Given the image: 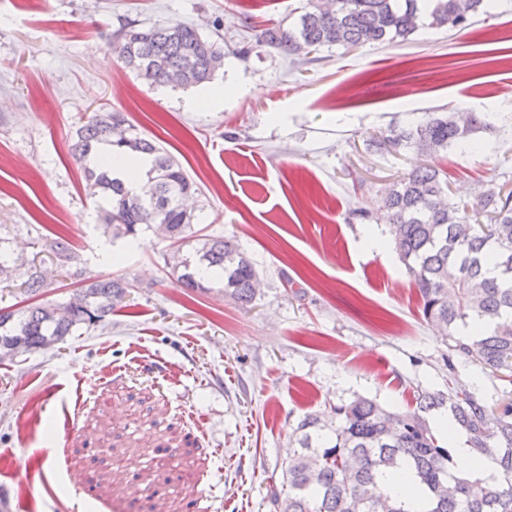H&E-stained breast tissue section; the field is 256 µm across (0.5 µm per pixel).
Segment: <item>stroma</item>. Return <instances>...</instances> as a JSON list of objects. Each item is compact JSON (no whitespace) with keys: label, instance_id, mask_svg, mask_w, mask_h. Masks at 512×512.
<instances>
[{"label":"stroma","instance_id":"obj_1","mask_svg":"<svg viewBox=\"0 0 512 512\" xmlns=\"http://www.w3.org/2000/svg\"><path fill=\"white\" fill-rule=\"evenodd\" d=\"M308 0H0V238L50 269L40 298L73 276L42 245L66 235L83 277L124 275L129 305L66 341L0 362V493L10 512H271L314 411L364 396L414 409L449 379L488 405L512 384L451 353L419 311L388 235L390 185L426 158L368 141L427 113L492 118L477 149L435 157L469 199L512 189V0L465 28L314 61L268 48L245 17L292 23ZM191 26L224 49L213 82L152 86L113 48L124 23ZM223 102L209 103L214 85ZM122 112L194 181L195 235L232 240L259 272L255 301L221 284L183 287L153 231L116 239L70 150L95 112Z\"/></svg>","mask_w":512,"mask_h":512}]
</instances>
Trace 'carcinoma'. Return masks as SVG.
<instances>
[{"label":"carcinoma","instance_id":"carcinoma-1","mask_svg":"<svg viewBox=\"0 0 512 512\" xmlns=\"http://www.w3.org/2000/svg\"><path fill=\"white\" fill-rule=\"evenodd\" d=\"M494 0H309L291 26L261 29L260 42L289 55L307 57L324 47L345 49L405 41L420 26L465 27ZM124 65L151 85L187 88L206 83L224 67L223 49L197 32L166 23L138 29L128 23L114 36ZM493 128L477 112H432L422 121L395 125L371 137L383 150L409 148L438 155ZM106 147L145 155L150 168L139 187L112 177L95 161ZM83 167L85 189L109 200L103 216L112 237H135L141 226L155 228L179 244L165 264L188 288L209 289L198 275L206 266L223 274L224 292L241 304L252 302L260 285L250 259L230 240L194 238L193 216L183 206L194 182L178 161L147 138L120 112H95L76 130L71 145ZM391 245L412 276L425 320L443 330L448 348L500 380L512 383V190L488 189L473 202L453 194L441 170L420 165L394 182L383 199ZM196 242L193 256L182 246ZM62 268L76 255L68 239L46 244ZM19 271L0 239V282ZM28 298L46 287L44 270L31 264L20 284ZM130 281L96 277L80 281L68 301L32 303L20 312L0 308V361L20 351L58 344L81 324L94 325L124 307ZM487 323L474 339L457 335L470 320ZM448 412L455 428L489 477L457 467L440 445L425 414ZM298 448L283 473L285 492L271 490L274 512H512V402L495 408L463 386L448 393L423 392L414 410L394 411L357 396L322 412L306 414L294 430ZM409 472L421 498L403 502L377 489Z\"/></svg>","mask_w":512,"mask_h":512}]
</instances>
